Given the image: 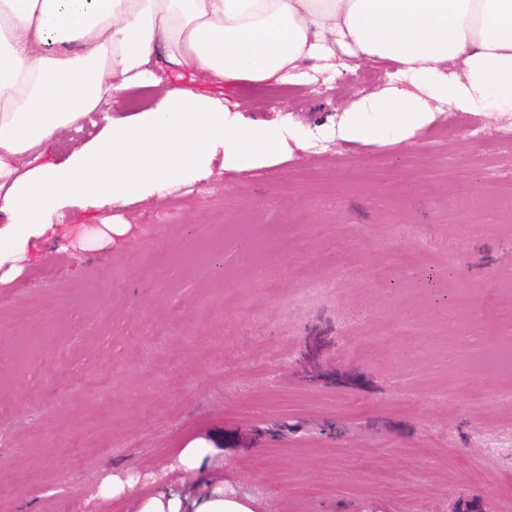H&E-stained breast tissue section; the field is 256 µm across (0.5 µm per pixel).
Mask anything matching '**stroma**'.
<instances>
[{
	"label": "stroma",
	"instance_id": "stroma-1",
	"mask_svg": "<svg viewBox=\"0 0 512 512\" xmlns=\"http://www.w3.org/2000/svg\"><path fill=\"white\" fill-rule=\"evenodd\" d=\"M151 69L46 152L64 159L171 90L216 91ZM393 71L349 57L335 76L231 91L245 119L288 124L302 147L118 212L63 210L90 233L112 217L132 231L46 240L0 283V351L36 344L25 367L0 365V512H127L133 496L220 482L254 512H512V465L475 435H512V373L407 365L395 339L372 340L412 315L423 342L445 341L448 307L512 333V115L445 108L400 142L333 138ZM195 440L210 451L188 470ZM108 478L135 494L100 496Z\"/></svg>",
	"mask_w": 512,
	"mask_h": 512
}]
</instances>
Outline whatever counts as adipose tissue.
Returning <instances> with one entry per match:
<instances>
[{
    "label": "adipose tissue",
    "instance_id": "1",
    "mask_svg": "<svg viewBox=\"0 0 512 512\" xmlns=\"http://www.w3.org/2000/svg\"><path fill=\"white\" fill-rule=\"evenodd\" d=\"M165 47L176 68L228 89L294 83L302 61L337 54L387 60L402 87L348 107L343 140L407 136L433 118L431 101L463 112L512 113V0H0V269L21 271L56 232L45 215L74 198L122 209L164 197L222 168L289 155L284 124H255L216 98L171 92L156 110L108 121L60 162L41 158L59 130L152 77ZM136 512H253L223 486L164 491Z\"/></svg>",
    "mask_w": 512,
    "mask_h": 512
}]
</instances>
